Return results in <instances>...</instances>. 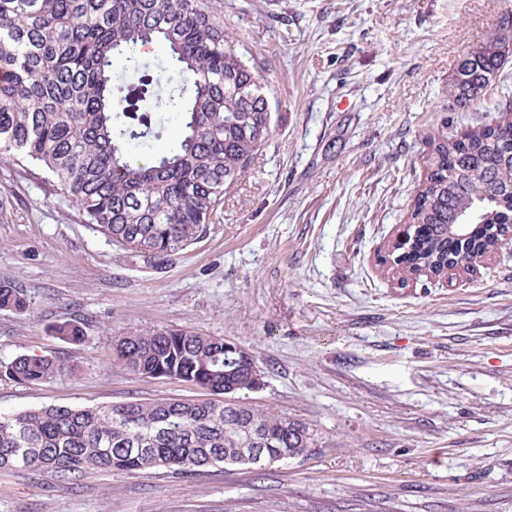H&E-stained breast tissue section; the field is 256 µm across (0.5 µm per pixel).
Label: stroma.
Here are the masks:
<instances>
[{
  "label": "stroma",
  "instance_id": "1",
  "mask_svg": "<svg viewBox=\"0 0 512 512\" xmlns=\"http://www.w3.org/2000/svg\"><path fill=\"white\" fill-rule=\"evenodd\" d=\"M262 75L274 133L204 238L166 268L112 244L36 167L0 156V361L63 363L0 381V412L193 399L113 356L118 336L190 328L264 373L239 403L317 432L305 458L178 476L89 471L72 485L0 471V512H512V251L453 283L399 286L378 257L407 220L431 137L495 124L512 58L476 109L460 61L512 36V0H221ZM84 339L57 338V324ZM28 307L25 293L8 282L0 283V309L23 311ZM63 369L58 361L45 356L20 355L0 362V380L32 384L52 379Z\"/></svg>",
  "mask_w": 512,
  "mask_h": 512
}]
</instances>
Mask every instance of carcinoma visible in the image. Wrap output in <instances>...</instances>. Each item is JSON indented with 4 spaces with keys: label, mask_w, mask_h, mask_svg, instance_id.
Here are the masks:
<instances>
[{
    "label": "carcinoma",
    "mask_w": 512,
    "mask_h": 512,
    "mask_svg": "<svg viewBox=\"0 0 512 512\" xmlns=\"http://www.w3.org/2000/svg\"><path fill=\"white\" fill-rule=\"evenodd\" d=\"M216 0H0V154L31 160L77 207L83 222L161 267L207 232L224 193L247 172L272 134L261 75L238 55ZM160 44L158 73L144 61ZM507 51L499 38L458 65L455 106L478 105ZM494 126L430 140L427 173L408 223L411 253L391 265L398 281L425 268L440 275L459 250L448 225L480 214L466 238L492 250L512 225V106ZM173 125L176 144L149 158L136 150L155 122ZM28 307L22 289L0 283V309ZM117 360L152 379L214 395L252 391L246 349L188 328L127 332ZM63 369L45 356L0 362V380L32 384ZM317 445L316 432L287 414L220 400H138L92 408L42 407L0 413V470H35L75 483L92 469L177 475L243 465L240 448L290 459Z\"/></svg>",
    "instance_id": "obj_1"
}]
</instances>
